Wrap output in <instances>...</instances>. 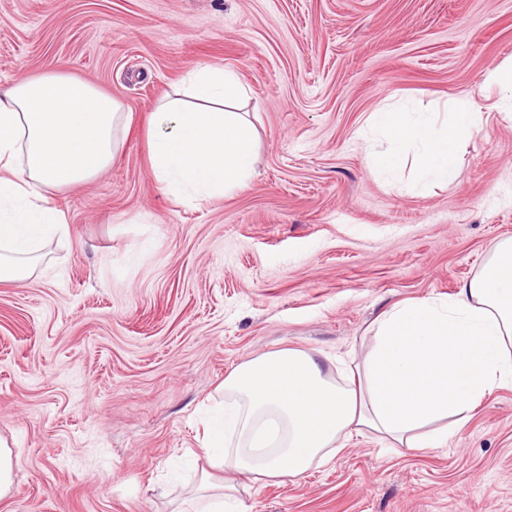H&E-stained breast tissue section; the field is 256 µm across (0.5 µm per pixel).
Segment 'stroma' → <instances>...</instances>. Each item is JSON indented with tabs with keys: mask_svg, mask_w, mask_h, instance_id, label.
Returning a JSON list of instances; mask_svg holds the SVG:
<instances>
[{
	"mask_svg": "<svg viewBox=\"0 0 512 512\" xmlns=\"http://www.w3.org/2000/svg\"><path fill=\"white\" fill-rule=\"evenodd\" d=\"M512 60V0H0V86L58 70L132 115L116 161L50 198L68 224L0 282V512H171L199 485L207 406L239 363L282 349L366 353L393 303L457 295L512 238V107L482 88ZM234 73L254 173L208 200L154 179L158 99ZM489 120L452 183L372 170L376 112ZM239 483L241 512H512V389L447 443L363 433L325 467ZM0 499L7 497L12 490L11 468L13 452L5 441L0 440Z\"/></svg>",
	"mask_w": 512,
	"mask_h": 512,
	"instance_id": "stroma-1",
	"label": "stroma"
}]
</instances>
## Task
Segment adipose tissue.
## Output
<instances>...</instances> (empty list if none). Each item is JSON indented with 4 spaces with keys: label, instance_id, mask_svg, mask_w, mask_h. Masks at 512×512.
Returning <instances> with one entry per match:
<instances>
[{
    "label": "adipose tissue",
    "instance_id": "ef3b65f1",
    "mask_svg": "<svg viewBox=\"0 0 512 512\" xmlns=\"http://www.w3.org/2000/svg\"><path fill=\"white\" fill-rule=\"evenodd\" d=\"M236 75L191 72L159 102L147 129L155 179L205 200L241 188L257 156L255 133L235 105ZM437 127L404 112L375 119L390 142L373 168L404 167L449 183L454 158L487 122L468 98ZM127 116L94 86L47 71L0 87V281L25 274L44 238L67 231L48 190L88 181L117 159ZM371 346L347 381L318 354L280 349L244 361L224 379L229 404L203 441L212 467L251 482H283L331 462L348 437L369 432L384 447L435 448L464 426L484 398L512 389V239L496 243L480 274L454 298L402 301L372 323Z\"/></svg>",
    "mask_w": 512,
    "mask_h": 512
}]
</instances>
